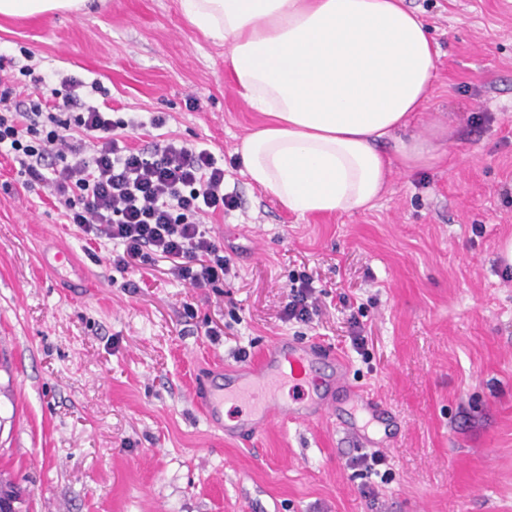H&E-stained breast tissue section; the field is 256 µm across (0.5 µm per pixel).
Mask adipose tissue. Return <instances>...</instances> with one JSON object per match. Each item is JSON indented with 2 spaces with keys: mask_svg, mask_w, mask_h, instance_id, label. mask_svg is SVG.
Segmentation results:
<instances>
[{
  "mask_svg": "<svg viewBox=\"0 0 512 512\" xmlns=\"http://www.w3.org/2000/svg\"><path fill=\"white\" fill-rule=\"evenodd\" d=\"M179 2L191 28L223 45L239 95L265 116L236 153L251 183L289 211L371 208L393 164L412 170L445 156L446 126L409 130L427 108L438 52L404 0ZM88 4L0 0V16L80 13Z\"/></svg>",
  "mask_w": 512,
  "mask_h": 512,
  "instance_id": "ef3b65f1",
  "label": "adipose tissue"
}]
</instances>
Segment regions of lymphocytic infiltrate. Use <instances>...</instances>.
Wrapping results in <instances>:
<instances>
[{
    "label": "lymphocytic infiltrate",
    "instance_id": "obj_1",
    "mask_svg": "<svg viewBox=\"0 0 512 512\" xmlns=\"http://www.w3.org/2000/svg\"><path fill=\"white\" fill-rule=\"evenodd\" d=\"M25 74L31 86L23 99L0 75V148L28 183L49 188L67 223L122 246L113 268L124 273L132 261L147 265L160 256L174 258L177 277L195 288L234 276L202 220L235 205L224 191V169L208 149L174 141L149 153L129 147L122 132L138 119L113 118L79 94L83 87L99 93L98 82L31 68ZM318 308L310 278L292 277L285 319L307 325Z\"/></svg>",
    "mask_w": 512,
    "mask_h": 512
}]
</instances>
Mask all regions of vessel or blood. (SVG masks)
I'll return each instance as SVG.
<instances>
[{
  "label": "vessel or blood",
  "mask_w": 512,
  "mask_h": 512,
  "mask_svg": "<svg viewBox=\"0 0 512 512\" xmlns=\"http://www.w3.org/2000/svg\"><path fill=\"white\" fill-rule=\"evenodd\" d=\"M194 404L232 437L256 436L273 422L353 418L349 434L365 448H386L385 411L374 395L350 383L344 361L312 344L281 337L256 361L225 370L196 391Z\"/></svg>",
  "instance_id": "vessel-or-blood-1"
}]
</instances>
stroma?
<instances>
[{
  "mask_svg": "<svg viewBox=\"0 0 512 512\" xmlns=\"http://www.w3.org/2000/svg\"><path fill=\"white\" fill-rule=\"evenodd\" d=\"M405 5L440 48L412 131L447 124L448 155L393 166L371 210L306 216L243 175L235 150L264 117L179 0L0 18L15 84L26 65L99 81L107 106L146 122L131 147L207 148L237 200L206 218L234 277L193 288L159 257L123 288L113 244L65 223L0 155V472L27 512H512V0ZM157 114L165 126L149 127ZM53 240L87 287L43 268ZM301 272L321 306L307 326L283 318ZM280 337L342 357L394 415L385 464L357 466L361 447L331 419L248 443L204 420L195 384Z\"/></svg>",
  "mask_w": 512,
  "mask_h": 512,
  "instance_id": "35a3bbf8",
  "label": "stroma"
}]
</instances>
